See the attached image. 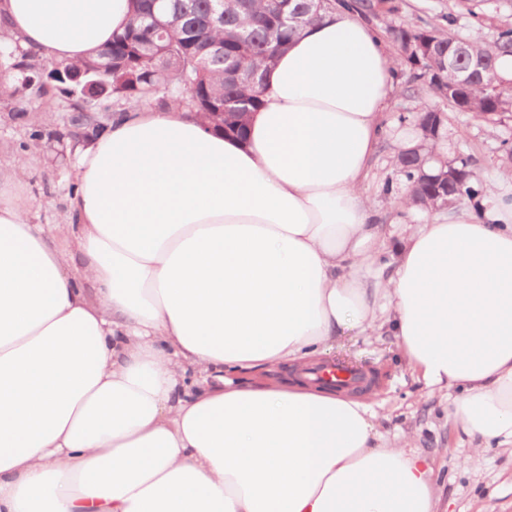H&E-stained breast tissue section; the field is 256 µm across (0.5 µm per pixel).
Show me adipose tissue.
I'll return each mask as SVG.
<instances>
[{"label":"adipose tissue","mask_w":512,"mask_h":512,"mask_svg":"<svg viewBox=\"0 0 512 512\" xmlns=\"http://www.w3.org/2000/svg\"><path fill=\"white\" fill-rule=\"evenodd\" d=\"M129 0H0L69 63ZM383 32L323 13L264 77L246 138L117 113L78 151L63 244L0 174V512H436L432 460L304 369L394 336L475 450L512 445V174L482 213L408 227L391 261L366 192L398 93Z\"/></svg>","instance_id":"adipose-tissue-1"}]
</instances>
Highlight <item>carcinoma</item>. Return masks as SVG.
<instances>
[{
  "label": "carcinoma",
  "mask_w": 512,
  "mask_h": 512,
  "mask_svg": "<svg viewBox=\"0 0 512 512\" xmlns=\"http://www.w3.org/2000/svg\"><path fill=\"white\" fill-rule=\"evenodd\" d=\"M354 9L373 8L369 0H223L220 12L214 0H133L129 21L112 46L95 59L80 64L59 63L51 74L34 69L26 55L12 64L22 74L21 87L40 88L53 81L68 85V75H82L92 96L109 95L118 111L129 106L162 111L179 104L224 127L243 133L245 118L260 101L264 70L288 46L290 39L312 23L320 12L336 4ZM446 26L424 23L387 27L398 46V75L405 91L427 85L436 103L423 106L414 126L433 122L437 133L397 156L405 187L414 207L441 209L469 202L480 212L485 185L458 155L430 166L425 144L436 146L442 137L444 112H470L485 120H499L512 112V80L504 78L495 62L512 46V24L498 26L491 38L462 37L455 32L458 16H441ZM73 122L91 139L105 129L90 115L92 108L75 104ZM457 172L454 180L440 175Z\"/></svg>",
  "instance_id": "carcinoma-1"
}]
</instances>
